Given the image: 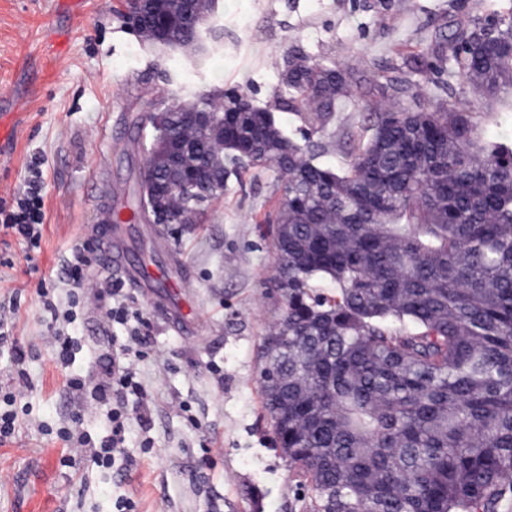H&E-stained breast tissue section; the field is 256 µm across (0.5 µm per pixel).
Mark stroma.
Returning <instances> with one entry per match:
<instances>
[{
  "mask_svg": "<svg viewBox=\"0 0 512 512\" xmlns=\"http://www.w3.org/2000/svg\"><path fill=\"white\" fill-rule=\"evenodd\" d=\"M124 0H0V110L14 113V142L0 154V210L27 188L31 158L42 162L44 224L38 244L0 227V316L26 354L19 379L0 347V409L16 416L0 440V512H309L312 491L276 446L259 386L263 344L283 302L274 287L267 211L277 208L275 174L229 175L224 193L194 224L123 225L126 270L93 260L86 287L65 274L72 248L93 239L97 208L121 206L138 190V141L153 101L238 90L302 137L285 104L275 59L292 51L366 71L353 81L367 102L376 82L404 68L429 107L441 77L421 37L450 33L474 15L512 11V0H234L218 5L198 47L172 49L139 36L121 17ZM67 36V55L47 50ZM478 131L512 141V94L477 116ZM121 285L134 315L107 312ZM54 312H46L43 298ZM147 320L136 379L147 421L128 419L110 465L90 457L111 429L107 406L69 378L95 383L130 328ZM70 342L60 364L46 340ZM83 438L81 453L72 441Z\"/></svg>",
  "mask_w": 512,
  "mask_h": 512,
  "instance_id": "1",
  "label": "stroma"
}]
</instances>
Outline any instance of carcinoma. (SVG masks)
I'll use <instances>...</instances> for the list:
<instances>
[{"mask_svg":"<svg viewBox=\"0 0 512 512\" xmlns=\"http://www.w3.org/2000/svg\"><path fill=\"white\" fill-rule=\"evenodd\" d=\"M124 17L150 37L188 48L210 8L182 0L167 21L142 0ZM427 51L448 55V84L430 108L369 112L345 133L335 165L285 131L266 109L229 112L231 91L191 100L224 121L223 164L178 99L170 154L141 141L144 198L172 223L202 215L228 167L271 168L281 193L272 225L282 315L260 386L274 434L326 512H498L512 493V145L479 141L476 111L512 93V14L472 17ZM350 66L307 61L283 81L287 103L317 133L349 97ZM410 82L383 91L406 97ZM325 280L336 295L313 293Z\"/></svg>","mask_w":512,"mask_h":512,"instance_id":"cac0c4a2","label":"carcinoma"}]
</instances>
